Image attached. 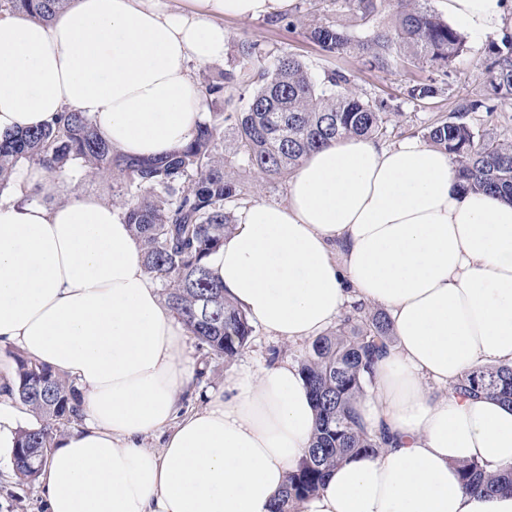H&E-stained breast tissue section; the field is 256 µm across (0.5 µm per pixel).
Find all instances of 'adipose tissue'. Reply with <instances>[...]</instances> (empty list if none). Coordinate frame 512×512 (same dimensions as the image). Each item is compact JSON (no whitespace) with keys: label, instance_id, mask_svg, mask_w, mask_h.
<instances>
[{"label":"adipose tissue","instance_id":"ef3b65f1","mask_svg":"<svg viewBox=\"0 0 512 512\" xmlns=\"http://www.w3.org/2000/svg\"><path fill=\"white\" fill-rule=\"evenodd\" d=\"M73 0L50 22L0 18V135L86 113L116 150L158 158L190 142L204 110L193 67L222 61L228 18H275L292 0ZM477 39L507 0H441ZM37 199L0 200V342L74 380L83 423L40 479L47 512H269L304 459L316 412L297 364L225 379L178 413L193 373L185 327L144 267L112 200L69 194L38 165ZM206 264L269 334L317 336L353 303L385 308L394 341L356 410L386 434L347 457L301 512H512V493L465 489L461 465L512 467V405L466 398L467 371L512 366V202L463 189L451 156L412 136L309 154L285 203L242 207ZM162 433L161 451L142 444Z\"/></svg>","mask_w":512,"mask_h":512}]
</instances>
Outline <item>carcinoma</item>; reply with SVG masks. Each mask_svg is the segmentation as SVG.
<instances>
[{"instance_id":"1","label":"carcinoma","mask_w":512,"mask_h":512,"mask_svg":"<svg viewBox=\"0 0 512 512\" xmlns=\"http://www.w3.org/2000/svg\"><path fill=\"white\" fill-rule=\"evenodd\" d=\"M364 25L377 0H345ZM430 0H398V18L389 29H374L354 38L334 21L311 25L306 36L327 53L356 52L370 69H386L395 60L417 68L445 70L461 55L467 37L429 6ZM71 0H0V11L50 21ZM503 47L489 49L486 70L494 94L512 96V33ZM210 101L232 100L240 109L211 112L193 139L174 153L147 160L115 151L83 112L63 111L50 122L0 135V194L8 189L21 163L51 173L79 167L88 173L116 176L113 202L139 241L148 274L163 285L164 303L182 320L207 355L233 360L246 348L253 326L225 295L205 265L224 245L236 224L233 209L243 200L240 183L227 170L219 130L232 131L235 154L251 170L271 178L292 175L310 153L346 136L381 140L388 136L390 113L383 100L357 91L354 76L335 70L320 77L285 49L259 43L241 47L239 57L201 81ZM435 80L419 82L409 96H435ZM472 104L452 120L430 124L424 136L454 159L463 186L499 193L512 201V141L486 136L466 121ZM384 312L353 305L335 331L316 338L301 360V373L316 411V426L300 467L274 497L270 512H295L296 505L317 493L343 459L377 455L384 440L368 434L355 408L364 396L373 364L390 341ZM12 381L0 395L21 402L40 422L18 431L12 449L17 476L37 478L47 449L58 436L55 424L80 421L81 400L75 385L50 366L18 353ZM464 396L495 394L512 402V367L474 369L457 383ZM467 488L492 494L512 490V471L488 474L477 462L461 467Z\"/></svg>"}]
</instances>
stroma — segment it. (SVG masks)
<instances>
[{"label": "stroma", "instance_id": "stroma-1", "mask_svg": "<svg viewBox=\"0 0 512 512\" xmlns=\"http://www.w3.org/2000/svg\"><path fill=\"white\" fill-rule=\"evenodd\" d=\"M301 6L302 25L286 27L269 19L240 21L228 19L224 28L229 38L227 58H234L242 44L257 42L270 47H282L303 60L313 73L342 69L351 71L360 93L370 97H384L388 100L393 128V140L407 136H423L431 123L455 116L462 105L491 99L494 112L477 111L469 113L468 119L479 130L497 138L512 140V96H494L485 61L490 46L489 40L469 39L466 51L452 60L447 74H440L432 68L419 69L401 62L384 70L362 68L357 55L329 54L311 42L305 27L328 20L350 28L353 35H360L354 17L344 0H296ZM436 79L440 91L436 97L423 101L409 98V88L418 81ZM233 176L241 183L244 200L248 203H281L286 199L287 180H271L248 170L244 164L236 162L231 166ZM187 346L193 361L204 362V374L194 379L191 387L180 397L182 412L202 409L207 399V391L222 387L224 381L246 366L270 365L272 360L291 359L301 361L309 349L308 343L292 344L273 337L262 328H255L247 347L232 361L220 358L203 359L202 352L194 336H187ZM0 512H46L43 490L38 481L20 480L10 461L0 458Z\"/></svg>", "mask_w": 512, "mask_h": 512}]
</instances>
